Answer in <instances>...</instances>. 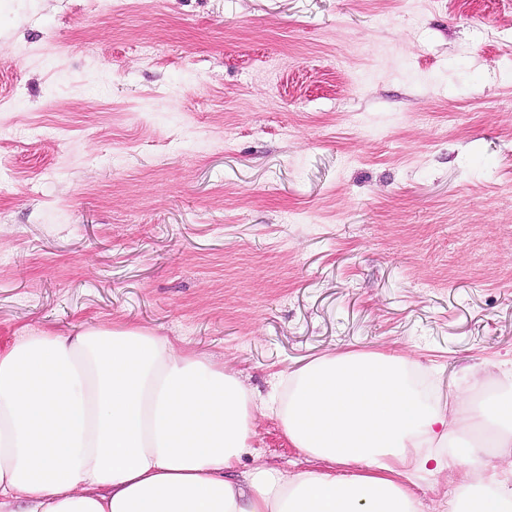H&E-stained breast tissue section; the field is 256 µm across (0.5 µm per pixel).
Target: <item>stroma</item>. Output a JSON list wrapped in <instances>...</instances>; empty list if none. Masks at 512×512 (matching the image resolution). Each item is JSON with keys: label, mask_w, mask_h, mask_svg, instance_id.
<instances>
[{"label": "stroma", "mask_w": 512, "mask_h": 512, "mask_svg": "<svg viewBox=\"0 0 512 512\" xmlns=\"http://www.w3.org/2000/svg\"><path fill=\"white\" fill-rule=\"evenodd\" d=\"M103 323L262 396L389 351L512 391V0H0V347ZM253 430L242 469L311 468Z\"/></svg>", "instance_id": "stroma-1"}]
</instances>
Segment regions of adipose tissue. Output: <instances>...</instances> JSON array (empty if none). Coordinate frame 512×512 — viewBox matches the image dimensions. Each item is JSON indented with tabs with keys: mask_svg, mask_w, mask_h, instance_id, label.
<instances>
[{
	"mask_svg": "<svg viewBox=\"0 0 512 512\" xmlns=\"http://www.w3.org/2000/svg\"><path fill=\"white\" fill-rule=\"evenodd\" d=\"M413 361L348 352L257 399L179 341L126 325L0 349V507L18 512H423L407 470L459 466L448 512H512V395L447 414ZM326 469L241 470L258 407Z\"/></svg>",
	"mask_w": 512,
	"mask_h": 512,
	"instance_id": "obj_1",
	"label": "adipose tissue"
}]
</instances>
